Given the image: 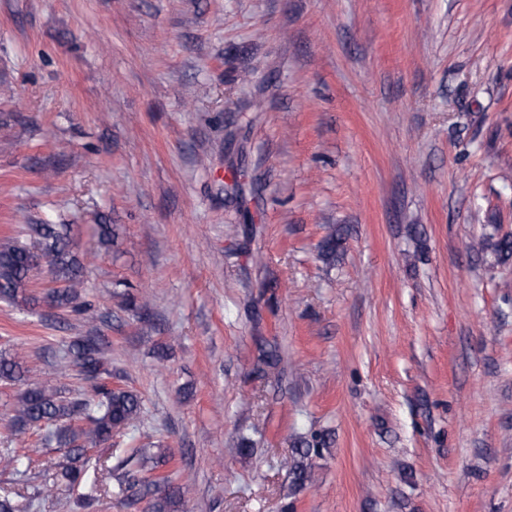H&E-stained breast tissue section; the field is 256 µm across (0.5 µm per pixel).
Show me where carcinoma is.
I'll use <instances>...</instances> for the list:
<instances>
[{
	"label": "carcinoma",
	"mask_w": 512,
	"mask_h": 512,
	"mask_svg": "<svg viewBox=\"0 0 512 512\" xmlns=\"http://www.w3.org/2000/svg\"><path fill=\"white\" fill-rule=\"evenodd\" d=\"M38 236L39 252L25 245L8 241L0 244V300L12 302L19 290L32 279L39 261L44 259L51 271L55 287L49 298L59 308H66L87 321L99 318L98 309L81 299L79 260L70 249L69 224H34ZM88 390L72 397L45 383H30L15 395L11 426L24 434L30 430L42 433L41 443L46 448L64 449V463L58 464L60 475L72 487L82 490L79 501L89 507L98 491V465H90L89 449L106 443L115 431L134 428L140 420L143 404L137 394L122 388H114L108 381L109 369L105 351L96 336H77L67 349ZM23 365L12 359L0 361V380L15 384L25 380ZM319 453L318 442L302 441L295 449V456L288 461V474L295 488L302 487L308 479L309 460ZM170 452L166 448L155 450L145 447L132 449L116 458L109 473H120L119 487L127 494L131 504L149 499L150 512H171L180 490L170 487L172 477L165 475L159 481L169 485L160 493L154 483H144L139 474L152 464L156 468L167 463ZM0 466L11 471L15 480L24 481L27 471L16 453L0 457Z\"/></svg>",
	"instance_id": "cac0c4a2"
}]
</instances>
